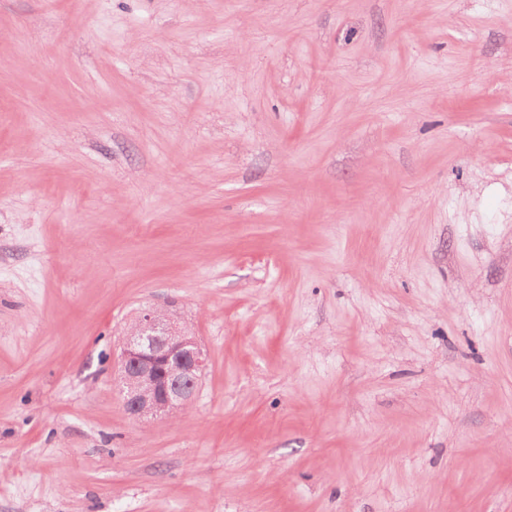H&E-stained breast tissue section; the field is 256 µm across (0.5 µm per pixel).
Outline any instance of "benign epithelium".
I'll use <instances>...</instances> for the list:
<instances>
[{
  "instance_id": "7a95c632",
  "label": "benign epithelium",
  "mask_w": 512,
  "mask_h": 512,
  "mask_svg": "<svg viewBox=\"0 0 512 512\" xmlns=\"http://www.w3.org/2000/svg\"><path fill=\"white\" fill-rule=\"evenodd\" d=\"M206 367L194 334L177 328L162 309H150L127 329L119 361L129 418L171 417L193 401Z\"/></svg>"
}]
</instances>
